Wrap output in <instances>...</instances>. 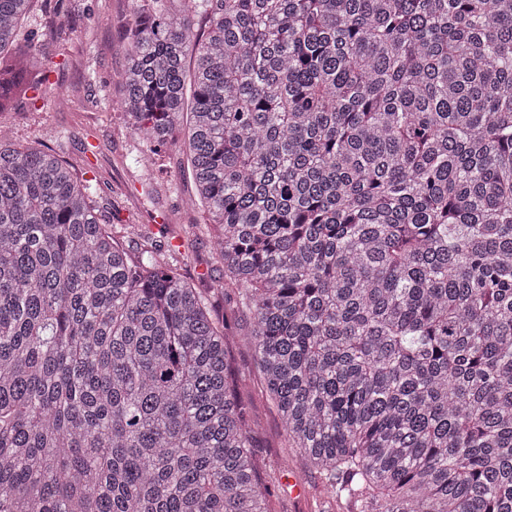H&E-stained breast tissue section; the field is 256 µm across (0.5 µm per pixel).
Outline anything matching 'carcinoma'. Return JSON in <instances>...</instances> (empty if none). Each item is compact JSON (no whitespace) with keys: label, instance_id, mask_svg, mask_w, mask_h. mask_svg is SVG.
Returning <instances> with one entry per match:
<instances>
[{"label":"carcinoma","instance_id":"1","mask_svg":"<svg viewBox=\"0 0 512 512\" xmlns=\"http://www.w3.org/2000/svg\"><path fill=\"white\" fill-rule=\"evenodd\" d=\"M0 0V112L44 82ZM206 20L198 32L194 17ZM288 445L348 512H512V0H131ZM0 128V512H270L225 321Z\"/></svg>","mask_w":512,"mask_h":512}]
</instances>
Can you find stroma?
<instances>
[{"label":"stroma","mask_w":512,"mask_h":512,"mask_svg":"<svg viewBox=\"0 0 512 512\" xmlns=\"http://www.w3.org/2000/svg\"><path fill=\"white\" fill-rule=\"evenodd\" d=\"M129 9L130 0H37L25 26L38 32L48 67L45 91L36 105L1 112L0 125L19 145L51 147L76 173L93 169L95 198L126 240L141 234L178 245L185 274L206 293L214 314L228 319L234 369L257 379L245 341L250 318L237 310L233 294L215 287L224 267L213 255L214 229L188 203L193 184L181 175L178 149L150 154L112 102L128 48ZM247 423L272 512H338L335 502L316 501L319 474L291 451L276 411L260 394L247 402Z\"/></svg>","instance_id":"obj_1"}]
</instances>
